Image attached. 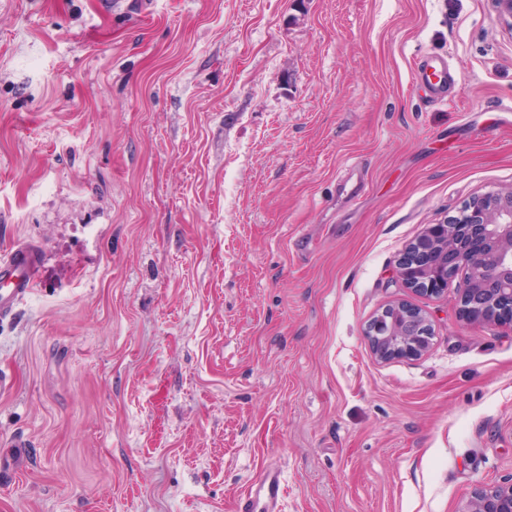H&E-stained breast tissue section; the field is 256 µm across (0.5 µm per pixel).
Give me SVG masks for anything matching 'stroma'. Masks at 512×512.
I'll list each match as a JSON object with an SVG mask.
<instances>
[{
  "instance_id": "stroma-1",
  "label": "stroma",
  "mask_w": 512,
  "mask_h": 512,
  "mask_svg": "<svg viewBox=\"0 0 512 512\" xmlns=\"http://www.w3.org/2000/svg\"><path fill=\"white\" fill-rule=\"evenodd\" d=\"M444 55L455 81L416 80ZM512 186L495 0H0V512H458L512 478V331L405 247ZM429 312L419 358L368 320ZM38 251L10 244L0 254V316L8 315L32 294L39 281ZM364 337L380 361L412 359L428 353L433 328L427 311L406 301H393L369 320ZM284 493L280 472L268 468L259 480L249 486L243 500V512H280L279 502Z\"/></svg>"
}]
</instances>
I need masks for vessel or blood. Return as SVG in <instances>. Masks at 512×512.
Wrapping results in <instances>:
<instances>
[{
    "label": "vessel or blood",
    "instance_id": "b4317fda",
    "mask_svg": "<svg viewBox=\"0 0 512 512\" xmlns=\"http://www.w3.org/2000/svg\"><path fill=\"white\" fill-rule=\"evenodd\" d=\"M425 79L436 95L448 91V61L431 56L424 61ZM38 252L23 243L0 249V316L11 313L32 294L39 281ZM284 483L280 472L266 469L259 480L249 486L242 512H279Z\"/></svg>",
    "mask_w": 512,
    "mask_h": 512
}]
</instances>
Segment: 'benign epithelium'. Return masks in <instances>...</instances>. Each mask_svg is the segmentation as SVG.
<instances>
[{
    "mask_svg": "<svg viewBox=\"0 0 512 512\" xmlns=\"http://www.w3.org/2000/svg\"><path fill=\"white\" fill-rule=\"evenodd\" d=\"M460 315L512 331V188L472 196L441 224H431L397 260L404 287L439 296L459 272ZM364 337L380 361L418 358L431 348L428 312L406 301L384 305ZM459 512H512V480L476 487Z\"/></svg>",
    "mask_w": 512,
    "mask_h": 512,
    "instance_id": "1",
    "label": "benign epithelium"
}]
</instances>
